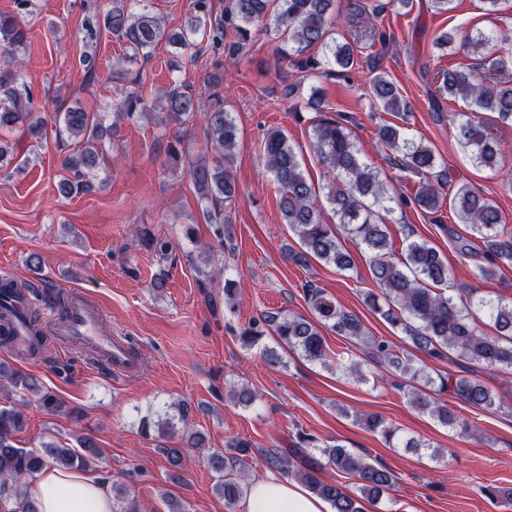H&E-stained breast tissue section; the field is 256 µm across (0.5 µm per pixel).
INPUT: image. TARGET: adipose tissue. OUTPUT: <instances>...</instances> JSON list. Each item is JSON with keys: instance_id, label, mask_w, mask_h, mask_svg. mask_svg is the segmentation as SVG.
<instances>
[{"instance_id": "obj_1", "label": "adipose tissue", "mask_w": 512, "mask_h": 512, "mask_svg": "<svg viewBox=\"0 0 512 512\" xmlns=\"http://www.w3.org/2000/svg\"><path fill=\"white\" fill-rule=\"evenodd\" d=\"M39 512H113L112 494L94 472L45 467L27 480ZM245 512H327L325 502L305 486L268 476L254 484Z\"/></svg>"}]
</instances>
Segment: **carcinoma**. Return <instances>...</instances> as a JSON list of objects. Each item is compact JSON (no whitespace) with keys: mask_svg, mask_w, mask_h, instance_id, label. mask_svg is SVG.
<instances>
[{"mask_svg":"<svg viewBox=\"0 0 512 512\" xmlns=\"http://www.w3.org/2000/svg\"><path fill=\"white\" fill-rule=\"evenodd\" d=\"M130 0H111L103 17L87 22L85 41L96 42L104 28L117 40L124 42L129 62L148 61L160 43L181 47H201L211 56L213 72L206 75L197 90L175 85L154 97L143 94L140 74L115 71L112 79L119 82L118 104L113 107L120 118H132L157 107L180 123H186L203 112L206 146L213 158L199 157L191 162L189 176L198 200L203 203L202 214L214 236L224 240L226 206L237 196L233 179V164L239 139V128L231 114L224 110V55H239L252 40L253 30L272 21L288 44V56L301 71H317L331 64L342 74L354 66V47L370 39L357 29L361 11L347 19L352 40L336 43L335 0H226L224 10L213 11L212 0H194L193 15L187 25L174 30L164 18L152 14L148 6L134 12ZM30 38L28 25L16 15L0 13V129L19 131L21 135L41 138L45 126L33 112V91L22 76L19 53ZM321 55H306L311 48ZM505 69L501 58L490 61L489 73L479 79L466 70L448 69L437 74L439 95L463 100L471 112H491L496 122L490 124L470 117L455 123L458 147L478 167L495 168L501 162L496 124L512 125V86L495 77ZM374 100L385 112L406 115L409 105L399 86L389 75L376 74L371 81ZM312 118L315 151L327 170L328 181L322 187L324 196L336 215L337 223L326 224L318 205L319 192L309 182L297 154L281 130L267 134L263 143L265 166L280 193L279 208L283 223L299 240L301 251L290 250L288 257L297 263L313 257L341 271L353 268L349 253L343 250L337 228L370 252L369 271L377 290L365 293V304L380 314L393 327L401 330L411 347L420 353L439 358L453 350L471 363L486 367L512 368V300L491 298L457 299L447 262L439 251L425 241L412 240L401 251L403 259L393 258V242L380 212L393 211L386 183L374 167L361 157L352 130L344 123L327 116L316 106ZM61 121L69 137L81 141V148L62 158L66 174L58 182L64 197L85 193L91 189L89 175L100 164L98 146L104 137L102 123L81 107H71L61 113ZM384 147L401 156L400 166L416 179L417 190L412 197L420 210L434 214L442 206V181L446 174L434 178L438 158L426 145L405 137L396 125L379 129ZM455 210L459 223L467 225L480 242L485 264L476 266L477 276L492 279L501 271L500 263H512V228L502 223L495 204L467 185L456 190ZM306 295L314 313L311 321L301 315L263 314L241 330L240 337L249 346H257L267 336L277 345L301 354L311 362L331 366L341 362L325 348L319 325L367 349V361L406 376L407 395L412 404L428 412L448 427L460 425L458 416L448 401L432 396L428 389L450 392V397L484 409L500 406L502 398L493 395L478 379L471 377H441L434 380L425 367L415 364L410 351L393 346L369 335L360 319L336 305L324 292L308 286ZM38 303L31 302L24 313L27 343L23 351L32 356L45 341L39 324ZM493 324L494 334L480 328L483 320ZM14 316L0 304V344L13 342ZM188 407L177 405V414L142 420V429H168L174 420L187 421ZM365 427L380 434L391 444L396 430L377 414L361 417ZM25 424V414L16 406L0 407V512H38L27 494L26 480L46 465L63 470H85L96 465L101 451L93 438L78 437L79 447L59 448L45 445L40 449L21 448L15 434ZM182 448H166L168 464L174 469L185 466L193 449L205 447V438L196 431L183 432ZM251 453L250 443L232 440L227 450L209 449L205 461L218 474L217 493L224 498L225 507L235 512L236 504L246 489L245 457ZM268 464L288 479L305 485L322 498L332 512H364V501H375L392 491L396 475L386 465L355 453L340 444L321 447L316 438L299 433L286 448L266 454ZM353 475L355 489L324 477L325 467Z\"/></svg>","mask_w":512,"mask_h":512,"instance_id":"1","label":"carcinoma"}]
</instances>
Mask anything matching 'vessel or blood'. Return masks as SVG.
I'll list each match as a JSON object with an SVG mask.
<instances>
[{
    "label": "vessel or blood",
    "mask_w": 512,
    "mask_h": 512,
    "mask_svg": "<svg viewBox=\"0 0 512 512\" xmlns=\"http://www.w3.org/2000/svg\"><path fill=\"white\" fill-rule=\"evenodd\" d=\"M63 314L54 318L53 326L61 340L84 344L93 349L100 365L116 376H126L139 366L129 342L101 328L102 310L80 290L70 291Z\"/></svg>",
    "instance_id": "obj_1"
}]
</instances>
